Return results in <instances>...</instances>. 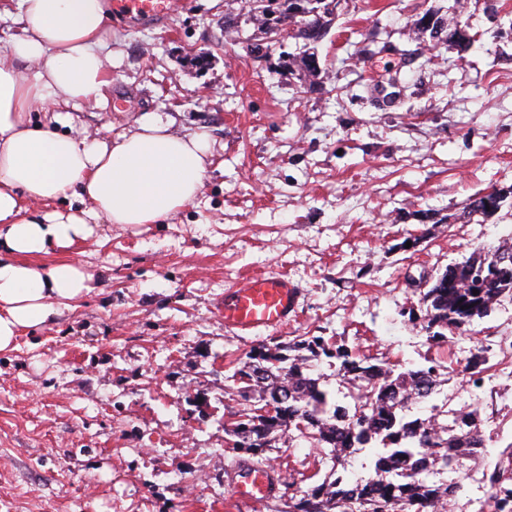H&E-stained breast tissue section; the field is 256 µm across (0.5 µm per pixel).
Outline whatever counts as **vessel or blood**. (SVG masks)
I'll return each instance as SVG.
<instances>
[{
  "label": "vessel or blood",
  "instance_id": "obj_1",
  "mask_svg": "<svg viewBox=\"0 0 512 512\" xmlns=\"http://www.w3.org/2000/svg\"><path fill=\"white\" fill-rule=\"evenodd\" d=\"M112 10L125 22L164 23L174 10L173 0H113ZM299 292L283 275H254L240 279L225 291L220 308L224 326L235 336H256L286 326L297 314ZM232 491L242 504L257 506L273 498L279 482L267 467L243 466L236 470Z\"/></svg>",
  "mask_w": 512,
  "mask_h": 512
}]
</instances>
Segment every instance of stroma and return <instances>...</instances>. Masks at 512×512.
<instances>
[{"instance_id":"obj_1","label":"stroma","mask_w":512,"mask_h":512,"mask_svg":"<svg viewBox=\"0 0 512 512\" xmlns=\"http://www.w3.org/2000/svg\"><path fill=\"white\" fill-rule=\"evenodd\" d=\"M428 13L466 22L472 49L420 32ZM108 26L112 87L75 113L74 136L113 138L156 112L173 133L207 132L214 156L166 223L103 221L38 258L80 266L91 290L0 352V512H272L235 500L227 432L232 369L274 337L436 359V404L469 403L455 370L512 336V300L440 346L404 312L448 265L512 244V0H341L304 83L288 61L308 48L270 40L240 0H177L167 29ZM491 190L496 212L459 220ZM253 274L288 275L300 298L287 327L245 339L218 304ZM505 360L489 353L498 404L477 407L491 463L512 443V379L492 374ZM268 464L304 489L328 469L303 440Z\"/></svg>"}]
</instances>
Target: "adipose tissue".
Returning a JSON list of instances; mask_svg holds the SVG:
<instances>
[{
  "instance_id": "1",
  "label": "adipose tissue",
  "mask_w": 512,
  "mask_h": 512,
  "mask_svg": "<svg viewBox=\"0 0 512 512\" xmlns=\"http://www.w3.org/2000/svg\"><path fill=\"white\" fill-rule=\"evenodd\" d=\"M24 26L0 50V351L91 289L78 265L37 257L91 237L99 219L159 224L197 197L207 133L178 136L162 115L110 140L75 139L57 104L99 99L108 85L105 0H20ZM77 197L79 208L57 201ZM48 204L30 214L27 200Z\"/></svg>"
}]
</instances>
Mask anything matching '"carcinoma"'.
Instances as JSON below:
<instances>
[{"label":"carcinoma","instance_id":"obj_1","mask_svg":"<svg viewBox=\"0 0 512 512\" xmlns=\"http://www.w3.org/2000/svg\"><path fill=\"white\" fill-rule=\"evenodd\" d=\"M249 17L268 34L292 23L291 38L320 41L333 12L321 0H245ZM430 37L460 48L472 37L457 23L441 22ZM497 190L480 195L464 207L458 219L487 215L486 200ZM512 299V245L486 253L473 252L448 266L431 286L420 291L421 320L427 339L448 340L482 318L503 298ZM336 360V380L347 389L339 401L316 372L322 358ZM250 362L234 370L241 383L237 421L230 430L233 451L256 463L279 441L304 438L325 451L330 469L322 482L307 489L288 488L279 512H456L461 489L453 474L486 455L477 410L448 409L451 420L412 413L440 385V365L373 364L344 344L323 336H301L288 342L263 343L250 352ZM490 498L497 510L512 502V444L500 453L488 475Z\"/></svg>","mask_w":512,"mask_h":512}]
</instances>
